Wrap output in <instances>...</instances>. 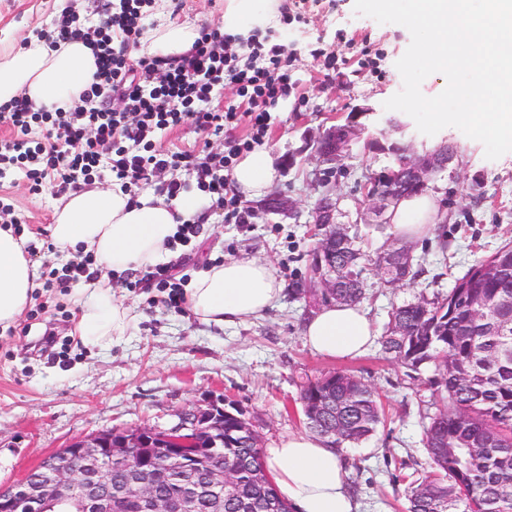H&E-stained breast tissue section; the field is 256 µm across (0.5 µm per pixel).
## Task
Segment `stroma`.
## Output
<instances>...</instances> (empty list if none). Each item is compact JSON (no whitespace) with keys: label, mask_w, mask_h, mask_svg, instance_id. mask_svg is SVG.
<instances>
[{"label":"stroma","mask_w":512,"mask_h":512,"mask_svg":"<svg viewBox=\"0 0 512 512\" xmlns=\"http://www.w3.org/2000/svg\"><path fill=\"white\" fill-rule=\"evenodd\" d=\"M66 3L0 0V53L26 45ZM228 14L237 37L266 31L288 50L294 90L269 107L263 143L279 158L276 191L297 203L301 217L267 216L261 202L242 201L240 223L205 206L195 233L179 236L174 247L177 287L161 286L148 269L120 277L117 298L134 317L127 336L114 345L85 346L71 334L80 285L60 287L72 261L51 237L60 195L48 186L33 194L23 180L0 183V201L23 218V236L33 246L29 258L38 266L30 301L15 325L0 331V486L73 439L134 426L167 429L181 410L226 400L243 411L262 447L275 446L306 429L302 386L343 371L372 385L383 409L373 436L341 448L359 512H405L408 482L429 469L422 437L435 409L413 373L385 353L380 337L393 306L447 292L477 261L512 244V152L487 159L483 144L457 128L427 136L407 114L385 109L402 88L396 63L411 35L404 26L357 14L354 0H184L175 14L158 0L145 32L171 23L217 27ZM359 106L371 109L364 119L369 134H386L418 154L448 142L458 155L432 191L438 204L433 233L414 243L417 276L389 288L367 272L361 306L377 339L364 355L335 360L305 345V323L318 306L292 292L310 263L311 210L322 191L315 180L320 163L302 147L305 135L343 123ZM156 146L198 155L222 150L223 142L186 124L158 134ZM394 164L392 155L355 145L336 166L341 209L354 212L361 183ZM235 258L275 269L284 288L278 303L261 317L221 329L194 319L182 299L185 288L209 265Z\"/></svg>","instance_id":"stroma-1"}]
</instances>
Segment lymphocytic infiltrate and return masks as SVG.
<instances>
[{"instance_id":"obj_1","label":"lymphocytic infiltrate","mask_w":512,"mask_h":512,"mask_svg":"<svg viewBox=\"0 0 512 512\" xmlns=\"http://www.w3.org/2000/svg\"><path fill=\"white\" fill-rule=\"evenodd\" d=\"M154 7L155 0H86L82 7L72 0L37 30V39L54 49L82 40L94 53L96 70L74 107L39 106L23 95L0 104V121L13 131L0 140V180H27L34 192L49 183L61 194L115 181L128 192L148 174L182 165L194 171L199 191L237 217V198L224 174L263 137L267 101L292 89L285 47L255 36L242 55L220 28L205 27L182 54L129 61L125 48L143 37ZM228 82L247 104L251 141L225 139L223 153L202 158L157 149L159 133L185 123L223 137L241 114L233 105H211ZM116 99L123 103L118 111Z\"/></svg>"}]
</instances>
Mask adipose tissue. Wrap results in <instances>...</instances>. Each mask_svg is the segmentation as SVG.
Instances as JSON below:
<instances>
[{
  "mask_svg": "<svg viewBox=\"0 0 512 512\" xmlns=\"http://www.w3.org/2000/svg\"><path fill=\"white\" fill-rule=\"evenodd\" d=\"M95 69V59L82 41L59 49L33 41L0 58V103L25 95L36 104L62 107L77 100ZM270 148L247 152L236 164L232 181L246 201L263 198L279 180ZM201 200L192 194L172 201L153 195L137 199L113 185L68 193L60 202L51 236L62 251L92 255L98 277L82 289L75 333L82 344L121 341L132 325L128 308L112 292L113 279L128 271L169 262L177 226L196 215ZM437 213L434 198L418 194L392 207L394 232L422 239L432 232ZM23 239L0 228V327L14 325L32 291L38 270L26 259ZM283 284L274 269L250 259L210 266L191 280L186 293L189 311L202 323L235 325L261 317L274 307ZM375 336L367 312L357 305H330L307 320L304 341L314 352L346 359L365 351ZM264 459L282 497L300 512H355L340 453L327 439L308 432L291 433L265 449Z\"/></svg>",
  "mask_w": 512,
  "mask_h": 512,
  "instance_id": "ef3b65f1",
  "label": "adipose tissue"
}]
</instances>
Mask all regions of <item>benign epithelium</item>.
<instances>
[{"label":"benign epithelium","instance_id":"1","mask_svg":"<svg viewBox=\"0 0 512 512\" xmlns=\"http://www.w3.org/2000/svg\"><path fill=\"white\" fill-rule=\"evenodd\" d=\"M371 109L358 107L346 123L335 125L313 140L314 154L328 165L316 173V181L326 190L312 208V223L317 227L318 251L315 275L326 298L336 297V263L323 248L336 236L349 234L345 224L336 220L341 198L330 185L329 175L336 171L352 145L367 132L360 119ZM397 158V168L385 169L371 177L365 185L369 207L358 212L361 224H386L385 214L400 199L399 174L411 175L410 186L425 191L429 183L447 170L448 146L442 145L421 155ZM264 211L282 217H294L296 205L288 196L277 193L265 204ZM412 250L388 247L378 252L375 270L395 287L406 278ZM235 405H209L206 409L185 410L179 423L167 431L136 427L122 431H102L71 441L64 448L43 457L36 466L39 476H24L0 488V512H124L126 500L134 495L143 512H196L199 487L192 477L201 474L210 491L211 512H224V494L238 484L239 472L224 465V445L228 442V424L245 434L248 442L260 447V437L246 421L233 413ZM122 466L125 484L116 487L112 472ZM174 477L191 476L179 495L168 497L157 489L158 474Z\"/></svg>","mask_w":512,"mask_h":512}]
</instances>
